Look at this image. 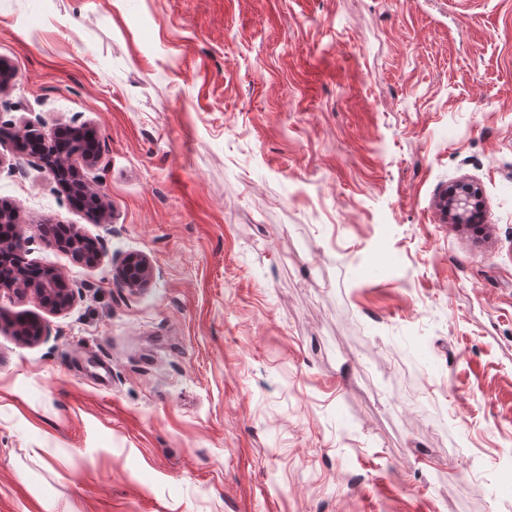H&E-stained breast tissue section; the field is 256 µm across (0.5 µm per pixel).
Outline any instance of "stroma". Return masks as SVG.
<instances>
[{
	"label": "stroma",
	"mask_w": 512,
	"mask_h": 512,
	"mask_svg": "<svg viewBox=\"0 0 512 512\" xmlns=\"http://www.w3.org/2000/svg\"><path fill=\"white\" fill-rule=\"evenodd\" d=\"M0 59V120L92 132L111 206L0 142L75 290L0 294V512H512V0H0ZM477 197L478 194L475 189L463 185L445 192L441 200V207L446 214L451 215L454 223H466L473 229L479 230L482 224H470L473 220L474 201ZM116 277L126 288L148 287L153 277L149 260L142 255H130L122 258L116 267Z\"/></svg>",
	"instance_id": "35a3bbf8"
}]
</instances>
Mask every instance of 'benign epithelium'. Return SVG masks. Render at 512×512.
Returning <instances> with one entry per match:
<instances>
[{
    "mask_svg": "<svg viewBox=\"0 0 512 512\" xmlns=\"http://www.w3.org/2000/svg\"><path fill=\"white\" fill-rule=\"evenodd\" d=\"M39 121H27L23 132L38 141V146L30 152L49 177L66 186L73 194L83 198L91 206L106 216L107 207L103 196L92 188L90 183L73 165L68 155L54 148L47 139V133L39 130ZM478 194L469 186H461L446 192L441 200L442 209L451 215L458 224H472L475 200ZM88 240L74 232L60 242V246L74 259L82 258ZM18 260L11 261L0 252V288L19 296L33 295L39 303L53 313L67 311L74 302V292L69 288L63 273L56 268H43L36 276L29 272L23 248L15 249ZM116 277L126 288H146L153 277L149 260L142 255L122 258L116 267Z\"/></svg>",
    "mask_w": 512,
    "mask_h": 512,
    "instance_id": "obj_1",
    "label": "benign epithelium"
}]
</instances>
